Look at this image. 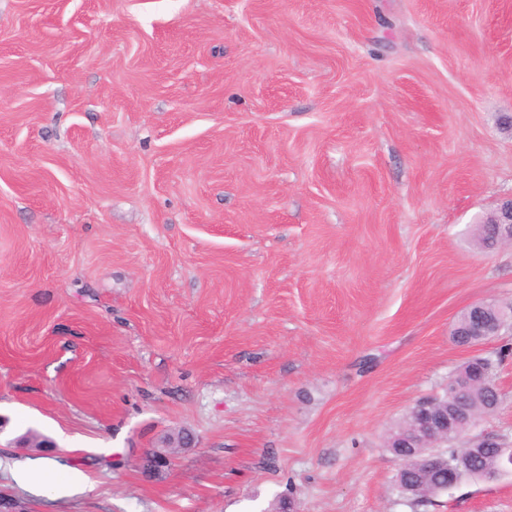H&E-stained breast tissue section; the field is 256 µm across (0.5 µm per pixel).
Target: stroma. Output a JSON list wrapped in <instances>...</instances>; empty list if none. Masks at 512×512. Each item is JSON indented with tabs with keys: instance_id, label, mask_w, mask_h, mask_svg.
<instances>
[{
	"instance_id": "35a3bbf8",
	"label": "stroma",
	"mask_w": 512,
	"mask_h": 512,
	"mask_svg": "<svg viewBox=\"0 0 512 512\" xmlns=\"http://www.w3.org/2000/svg\"><path fill=\"white\" fill-rule=\"evenodd\" d=\"M509 196L512 0H0V500L512 512V468L417 503L387 446L483 356L456 445L512 448V331L450 335L512 307ZM493 224L496 227L495 237H500L508 244L512 243V196L502 201L497 207L493 218ZM476 224V241H493L492 225ZM488 303H478L470 309L472 317L465 315V313L459 318L458 323L460 330L464 326V317L468 316L467 332L470 336V342L472 345H478L493 339L498 336L500 331L506 326V320L504 319H493L486 313V306Z\"/></svg>"
}]
</instances>
